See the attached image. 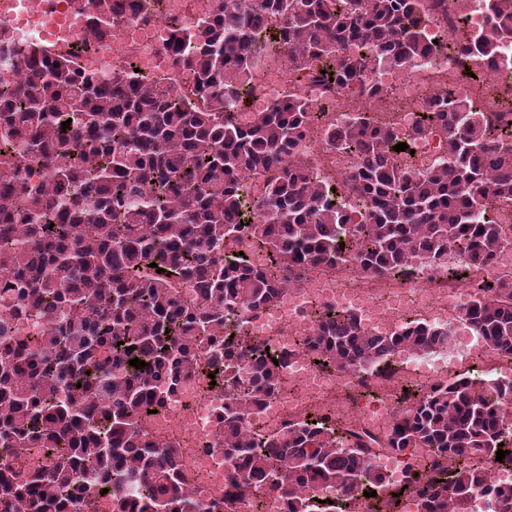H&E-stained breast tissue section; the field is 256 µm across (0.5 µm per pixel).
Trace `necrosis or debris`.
I'll return each mask as SVG.
<instances>
[{"mask_svg": "<svg viewBox=\"0 0 512 512\" xmlns=\"http://www.w3.org/2000/svg\"><path fill=\"white\" fill-rule=\"evenodd\" d=\"M215 0H162V14L154 18L124 19L113 26L110 36L96 42L80 56L78 66L91 74L112 75L128 59H135L140 70L170 73L173 85L183 78L171 74L165 51V38L173 23L190 24L211 16ZM481 0H466L463 9H449L444 24L426 20L431 36L457 38L464 29L486 23ZM262 73L235 110L236 122H245L246 111L276 97L298 94L324 107L319 132L306 138L302 150L322 170L340 177L356 163L355 155L328 146L321 131L335 124L344 114L371 108L375 123L398 133H413L411 144L417 161L437 164L446 159L442 135L435 130H418L421 103L438 92L452 99H475L478 88L462 78L446 63L424 65L407 73H381L373 81L383 92L380 99L368 101L359 89L328 95L315 78L291 76L278 56L261 62ZM489 84L497 91L487 105L500 121L512 124V40L502 44L494 66L484 67ZM469 296L461 285L428 281L423 276H399L393 279L366 276L350 270L323 269L310 273L302 285L285 286L275 306L248 316L244 333L262 341L284 357L280 370L279 393L268 400L247 420L253 435L269 437L283 433L288 424L307 418H321L342 427H356L382 436L406 410L405 389H426L447 382L462 361H474V369L484 384L512 382V354H498L467 330L462 321ZM329 308L354 311L364 327L375 334L394 333L405 324L422 320L449 330L459 346L456 354L435 349L427 353L403 350L393 357L394 371L389 375L351 370L322 369L303 353L299 339L317 326L319 312ZM207 358H200L194 374L179 385L156 414L147 430L157 445L180 440L185 450L184 463L192 474L187 492L209 503L223 504L228 490L224 465V446L216 436V424L224 411V389L212 384ZM371 393L373 403L358 404L355 392ZM435 457L424 448L402 455L389 449H374L372 463L383 477L378 500L390 497L393 489L406 484L411 472L430 474Z\"/></svg>", "mask_w": 512, "mask_h": 512, "instance_id": "necrosis-or-debris-1", "label": "necrosis or debris"}]
</instances>
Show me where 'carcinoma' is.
Instances as JSON below:
<instances>
[{
    "mask_svg": "<svg viewBox=\"0 0 512 512\" xmlns=\"http://www.w3.org/2000/svg\"><path fill=\"white\" fill-rule=\"evenodd\" d=\"M453 1L216 0L208 19L169 29L172 67L188 75L177 94L132 69L94 78L78 68V54L14 45L0 26V52L27 74L0 80V448L45 454L35 468L0 465V512H85L103 491L112 497L105 512H218L187 495L180 446H157L145 427L205 346L231 392L219 417L233 488L225 505L266 483L288 512H307L297 493L320 482L352 498L383 478L347 449L381 444L458 461L448 477L409 482L422 512H469L479 493L512 508V489L462 459L502 449L512 466L495 408L512 401V384L434 385L382 441L311 419L263 440L243 425L279 391L281 365L261 342L226 328L273 305L282 280L299 284L318 267L455 279L490 269L509 245L487 199L512 198V129L469 100H428L417 130L442 131L448 160L423 172L396 161L398 134L365 112L344 116L325 134L358 162L337 187L302 152L317 120L310 101H270L243 126L226 117L272 53L290 74L371 96L377 72L448 55L461 74L470 59L494 63L512 36V0H482L488 25L455 48L432 42L421 24L447 15ZM69 2L101 38L141 0ZM270 170L279 176L247 203L245 181ZM343 193L359 202L356 226ZM240 232L269 253V266L224 255ZM453 248L463 261L450 272ZM463 318L493 350L512 354V280L475 283ZM28 320L45 326L28 332ZM450 342V332L424 321L376 335L356 315L329 311L302 346L323 368L390 374L400 349ZM135 357L146 366L129 365Z\"/></svg>",
    "mask_w": 512,
    "mask_h": 512,
    "instance_id": "1",
    "label": "carcinoma"
}]
</instances>
